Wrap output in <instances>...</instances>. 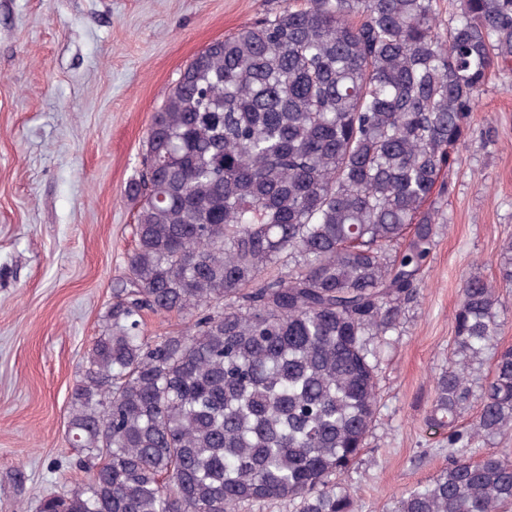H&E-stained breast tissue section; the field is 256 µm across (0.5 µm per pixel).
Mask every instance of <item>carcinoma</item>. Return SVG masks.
Masks as SVG:
<instances>
[{"label": "carcinoma", "mask_w": 512, "mask_h": 512, "mask_svg": "<svg viewBox=\"0 0 512 512\" xmlns=\"http://www.w3.org/2000/svg\"><path fill=\"white\" fill-rule=\"evenodd\" d=\"M439 3L305 0L180 71L130 186L125 285L71 395L85 478L37 512H355L380 349L419 296L469 112L512 63V0H457L444 26ZM495 265L511 286L512 240ZM499 306L463 282L427 416L482 457L448 455L394 512L512 508V457L491 448L512 434V347L470 379ZM148 312L188 325L151 340Z\"/></svg>", "instance_id": "carcinoma-1"}]
</instances>
